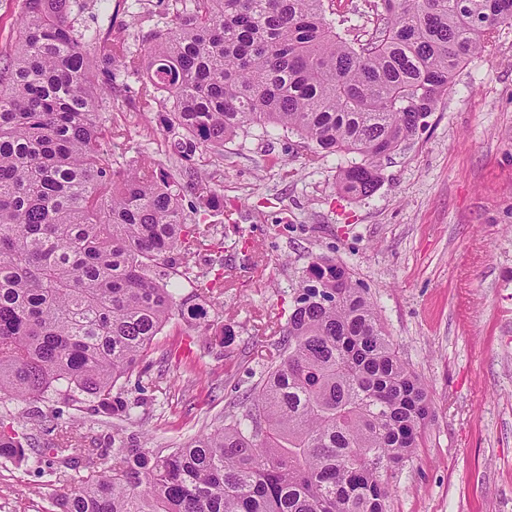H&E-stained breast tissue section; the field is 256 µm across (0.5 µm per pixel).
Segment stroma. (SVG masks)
<instances>
[{"instance_id":"stroma-1","label":"stroma","mask_w":512,"mask_h":512,"mask_svg":"<svg viewBox=\"0 0 512 512\" xmlns=\"http://www.w3.org/2000/svg\"><path fill=\"white\" fill-rule=\"evenodd\" d=\"M172 0L133 13L82 14L132 48L160 30ZM101 115L114 169L143 158L171 167L140 110L141 75L125 74ZM347 157L310 158L297 135L253 132L195 165L224 197L198 212L224 243L223 292L207 319L173 317L146 360L166 366V393L142 409L155 448L220 425L266 361L312 257L344 264L376 301L399 354L426 384L435 415L394 480L390 512H512V28L459 71L426 127L381 162L382 182L354 199L336 187ZM232 328L231 346L215 333ZM29 464L0 459V512H53Z\"/></svg>"}]
</instances>
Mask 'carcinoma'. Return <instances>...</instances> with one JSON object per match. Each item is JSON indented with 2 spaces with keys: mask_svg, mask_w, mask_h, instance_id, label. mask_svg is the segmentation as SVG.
I'll return each instance as SVG.
<instances>
[{
  "mask_svg": "<svg viewBox=\"0 0 512 512\" xmlns=\"http://www.w3.org/2000/svg\"><path fill=\"white\" fill-rule=\"evenodd\" d=\"M183 2L137 53L120 32L75 26L87 0H23L0 52V396L54 404L37 421L54 438L31 458L1 430L0 458L66 481L55 512H388L433 409L367 289L331 258L304 270L270 364L223 424L176 448L128 431L162 378L140 367L156 336L214 299L198 258L222 242L189 222L183 192L207 208L224 197L192 166L114 171L100 113L118 73L142 72L139 102L160 106L180 158L222 157L270 126L321 157L359 155L336 185L368 197L381 160L512 26V0H370L365 41L326 0ZM85 403L112 420V448L61 423L60 405Z\"/></svg>",
  "mask_w": 512,
  "mask_h": 512,
  "instance_id": "carcinoma-1",
  "label": "carcinoma"
}]
</instances>
